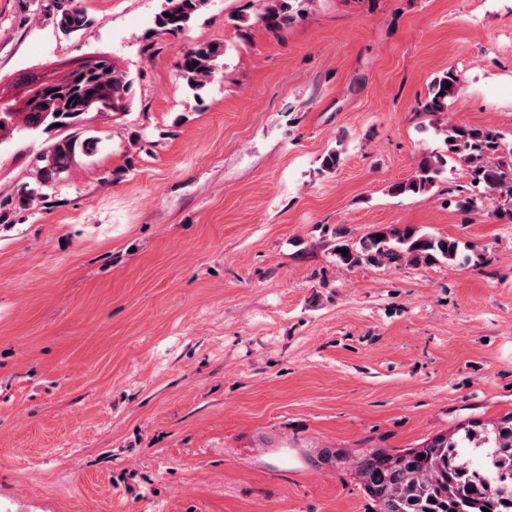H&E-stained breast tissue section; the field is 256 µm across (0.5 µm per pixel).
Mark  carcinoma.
<instances>
[{
	"instance_id": "1",
	"label": "carcinoma",
	"mask_w": 512,
	"mask_h": 512,
	"mask_svg": "<svg viewBox=\"0 0 512 512\" xmlns=\"http://www.w3.org/2000/svg\"><path fill=\"white\" fill-rule=\"evenodd\" d=\"M207 0H164L155 17L156 27L168 34L184 31ZM289 0H267L263 19L279 30L293 19ZM44 16L57 29L70 35L84 30L88 18L82 0H48ZM224 45L197 43L182 53L177 68L180 78L193 91H202L218 70ZM133 80L101 55L62 77L60 84L40 93L39 104L20 112H0V144L22 145L44 134L48 138L32 154L30 168L35 179L16 185L0 196V224H13L15 217L45 198L43 189L64 179L77 155L94 156L101 140L87 127L94 111L123 112L128 106ZM462 88L461 77L450 69L434 79L423 111L445 112L448 102ZM443 136L445 154L423 156L416 175L392 185L396 194H427L435 187L448 161L466 168L485 194L464 197L463 209L476 210L484 200H496V214L512 220V144L494 130L448 122L435 127ZM336 253L347 268L360 266L399 267L453 261L459 242L437 237L410 225H391L372 231L357 242L336 231ZM347 254H342V251ZM464 434L432 438L421 448L403 453L372 450L358 456L356 468L364 488L377 503L378 512H512V414L489 427L475 423Z\"/></svg>"
}]
</instances>
